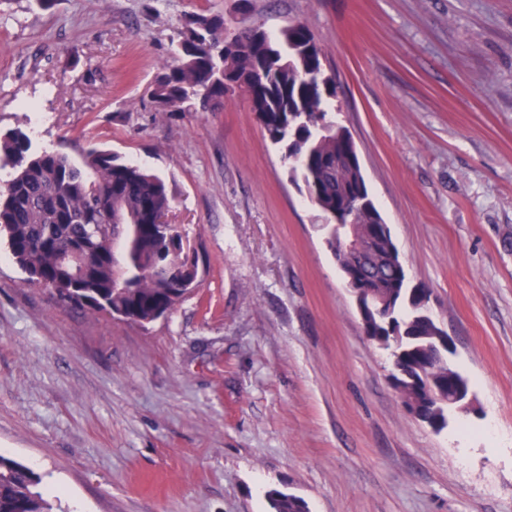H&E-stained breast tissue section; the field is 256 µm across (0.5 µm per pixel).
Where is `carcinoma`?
<instances>
[{
    "label": "carcinoma",
    "instance_id": "obj_1",
    "mask_svg": "<svg viewBox=\"0 0 512 512\" xmlns=\"http://www.w3.org/2000/svg\"><path fill=\"white\" fill-rule=\"evenodd\" d=\"M178 63L163 68L153 83L152 102L161 112H209L230 93L243 95L269 141L282 150L292 177L324 214L325 244L337 266L358 265L371 285L393 306L391 319L370 324L371 337L395 349L416 377L405 379L404 402L425 400L429 387L441 400L429 401L424 418L448 420L450 389L471 385L448 365L434 367V345L442 329L419 306L422 293L397 272L399 251L391 229L370 196L362 164L351 160L353 144L336 137L329 98L335 91L322 72V52L312 32L290 22L274 39L262 23L236 38L224 35V16L194 14L177 32ZM0 168L11 170L0 191V234L27 280L47 290L62 306L148 324L185 297L179 288L199 273L171 250L181 237L175 224L160 221L172 207L168 184L110 149L91 145L74 161L65 154L36 150L22 132L0 137ZM132 224V237L116 249L107 210ZM352 225L368 245L359 254L336 248ZM76 245L89 257L76 277L60 255ZM30 468L0 455V512H54ZM270 512H306L305 502L275 491Z\"/></svg>",
    "mask_w": 512,
    "mask_h": 512
}]
</instances>
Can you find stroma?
Listing matches in <instances>:
<instances>
[{
    "label": "stroma",
    "instance_id": "stroma-1",
    "mask_svg": "<svg viewBox=\"0 0 512 512\" xmlns=\"http://www.w3.org/2000/svg\"><path fill=\"white\" fill-rule=\"evenodd\" d=\"M306 24L410 286L474 409L434 431L391 383L248 102L157 111L191 14L235 0H0V136L97 142L164 177L201 288L142 326L55 304L0 239V454L57 512H512V0H252ZM269 506L270 512H307V506L301 498L280 491L270 494Z\"/></svg>",
    "mask_w": 512,
    "mask_h": 512
}]
</instances>
